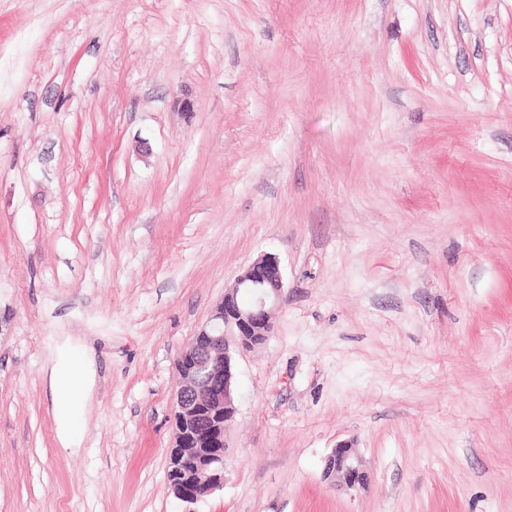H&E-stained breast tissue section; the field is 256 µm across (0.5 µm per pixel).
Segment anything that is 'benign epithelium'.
<instances>
[{
  "instance_id": "1",
  "label": "benign epithelium",
  "mask_w": 512,
  "mask_h": 512,
  "mask_svg": "<svg viewBox=\"0 0 512 512\" xmlns=\"http://www.w3.org/2000/svg\"><path fill=\"white\" fill-rule=\"evenodd\" d=\"M284 274L278 257L249 264L211 318L177 359L181 379L174 398V442L167 475L174 495L187 505L210 496L224 482L225 436L236 414L233 352L265 344L272 313L283 300ZM323 478L338 487L367 484L353 443L344 441L327 457Z\"/></svg>"
}]
</instances>
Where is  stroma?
Listing matches in <instances>:
<instances>
[{"mask_svg":"<svg viewBox=\"0 0 512 512\" xmlns=\"http://www.w3.org/2000/svg\"><path fill=\"white\" fill-rule=\"evenodd\" d=\"M267 253L194 512H512V0H0V512H184L176 359ZM86 383L87 375L81 362H65L55 371L53 391L59 399L57 413L63 434L71 442L78 436V412L83 401ZM323 478L331 480L336 487L355 488L367 484L369 475L352 442H341L332 450L325 461Z\"/></svg>","mask_w":512,"mask_h":512,"instance_id":"stroma-1","label":"stroma"}]
</instances>
